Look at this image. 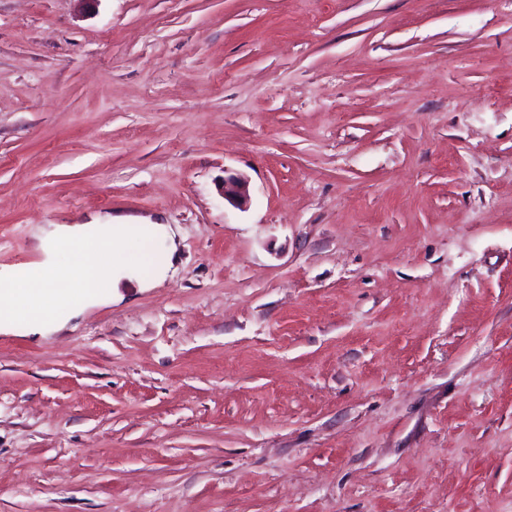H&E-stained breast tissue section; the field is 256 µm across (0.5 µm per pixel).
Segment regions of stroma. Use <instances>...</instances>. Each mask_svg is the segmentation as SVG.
Wrapping results in <instances>:
<instances>
[{"instance_id":"obj_1","label":"stroma","mask_w":512,"mask_h":512,"mask_svg":"<svg viewBox=\"0 0 512 512\" xmlns=\"http://www.w3.org/2000/svg\"><path fill=\"white\" fill-rule=\"evenodd\" d=\"M106 221L173 265L0 334V512H512V0H0V267ZM222 195L224 201L227 200L232 205L242 208L249 199L247 180L238 174L224 176Z\"/></svg>"}]
</instances>
